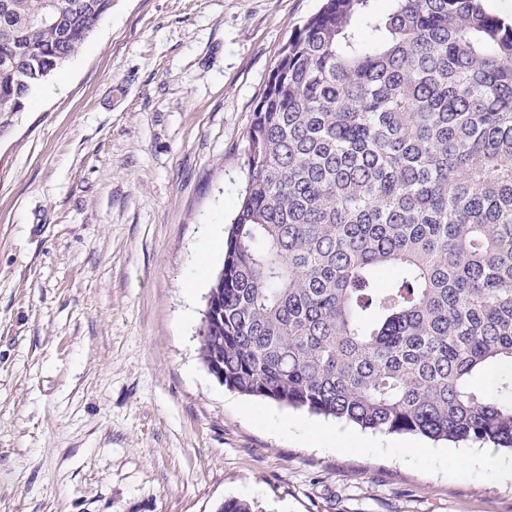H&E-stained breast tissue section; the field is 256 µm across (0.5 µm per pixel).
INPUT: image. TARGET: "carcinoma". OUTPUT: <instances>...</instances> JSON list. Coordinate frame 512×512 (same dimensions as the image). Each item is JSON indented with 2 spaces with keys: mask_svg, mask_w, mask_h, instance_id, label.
<instances>
[{
  "mask_svg": "<svg viewBox=\"0 0 512 512\" xmlns=\"http://www.w3.org/2000/svg\"><path fill=\"white\" fill-rule=\"evenodd\" d=\"M72 2L0 0V116L112 9ZM372 2L323 0L281 51L202 360L243 396L512 451V22ZM490 371L494 396L473 384Z\"/></svg>",
  "mask_w": 512,
  "mask_h": 512,
  "instance_id": "1",
  "label": "carcinoma"
}]
</instances>
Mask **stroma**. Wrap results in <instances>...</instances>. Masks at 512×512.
<instances>
[{"label":"stroma","mask_w":512,"mask_h":512,"mask_svg":"<svg viewBox=\"0 0 512 512\" xmlns=\"http://www.w3.org/2000/svg\"><path fill=\"white\" fill-rule=\"evenodd\" d=\"M320 5L113 0L0 126V512H512L511 451L243 396L202 361L253 110Z\"/></svg>","instance_id":"1"}]
</instances>
